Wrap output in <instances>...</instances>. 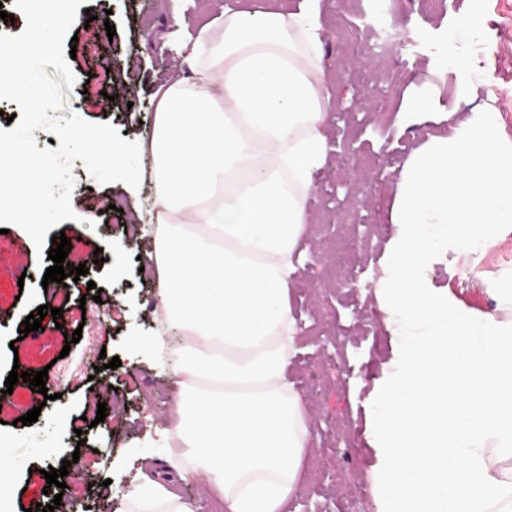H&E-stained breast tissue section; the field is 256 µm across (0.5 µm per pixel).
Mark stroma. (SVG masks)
Masks as SVG:
<instances>
[{"mask_svg":"<svg viewBox=\"0 0 512 512\" xmlns=\"http://www.w3.org/2000/svg\"><path fill=\"white\" fill-rule=\"evenodd\" d=\"M263 0H85L72 26L77 39H65L76 50L68 66L75 76L64 93L58 120L77 116L88 123H107L127 140L141 141L154 116L153 93L167 81L189 75V60L177 38L195 37L224 8L252 7ZM363 12L351 11L346 0H320L324 57L331 96L353 94L358 105L352 131L326 119V134H349L351 149L331 147L329 162L316 178L308 198L310 238L300 239L304 254L323 252L311 274L290 285L291 307L304 336L301 352L288 367L293 382L327 364L318 344L335 326L352 327V313L361 308L372 321L347 351L351 378L329 373L317 398L308 400L313 420V446L304 464V488L290 512L304 500L318 501L324 512H336V495L312 492L328 470L341 467L373 485L376 462L368 424L373 395L396 369L397 339L386 326L375 290L386 276L389 238L373 242L365 254L344 257L336 246V214L355 208L365 220L388 225L397 185L413 153L427 138L453 135L472 111L490 110L502 138L512 144V0H445L441 12L425 18L418 13L388 12L378 0H365ZM108 17L115 35H108L99 17ZM390 29L412 35L411 51L393 43L388 51H363L350 39L356 27ZM489 51L481 62L468 53L475 42ZM437 78L426 109L411 122H397L398 112L419 96L420 85ZM151 159L140 155L138 188L101 184L82 160L71 165L74 219L49 229L44 251L32 247L29 235L10 226L0 236V385L12 369L46 371L52 400L16 384L0 393V435L11 457L14 492L8 512H42L56 494H64L73 512H124L131 488V456H139L143 474H151L165 456L161 434L173 415L179 388L163 359L154 353L131 354L132 338L152 339L155 282L147 267L151 240L137 236L135 224L145 217L144 203L152 194ZM63 234L72 248L67 263L88 266V276L67 286L43 284L52 264L46 251L53 236ZM354 264L365 272L353 296L337 299L336 274ZM512 269V233L485 250L478 262L455 249L445 250L431 264L426 283L434 292L449 293L464 307L487 313L497 302L490 283ZM100 287L99 299L87 298L88 283ZM63 309L66 318L54 323L45 316L40 330L20 337L22 322L40 305ZM81 331L79 342L65 337ZM119 357L121 365L105 368L104 358ZM47 392V393H48ZM105 404L104 422H96L98 404ZM40 407L37 422L18 419ZM76 459L65 489L47 485L43 472Z\"/></svg>","mask_w":512,"mask_h":512,"instance_id":"1","label":"stroma"}]
</instances>
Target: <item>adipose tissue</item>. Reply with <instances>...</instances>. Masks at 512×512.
Returning a JSON list of instances; mask_svg holds the SVG:
<instances>
[{"label":"adipose tissue","mask_w":512,"mask_h":512,"mask_svg":"<svg viewBox=\"0 0 512 512\" xmlns=\"http://www.w3.org/2000/svg\"><path fill=\"white\" fill-rule=\"evenodd\" d=\"M320 0L228 7L206 24L192 77L154 92L157 313L181 343L169 454L133 512H195L166 481L207 478L223 512H288L311 423L288 377L303 341L289 285L333 106Z\"/></svg>","instance_id":"ef3b65f1"}]
</instances>
